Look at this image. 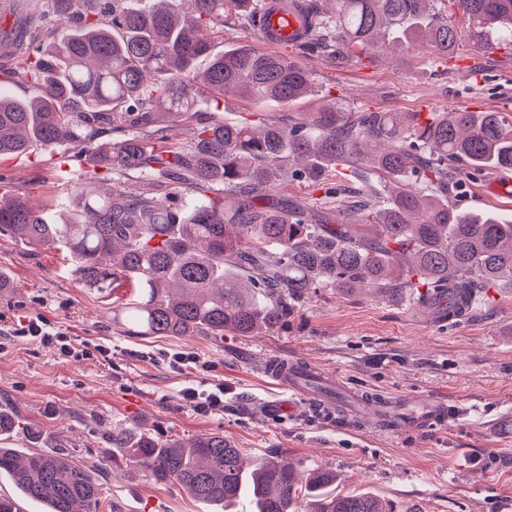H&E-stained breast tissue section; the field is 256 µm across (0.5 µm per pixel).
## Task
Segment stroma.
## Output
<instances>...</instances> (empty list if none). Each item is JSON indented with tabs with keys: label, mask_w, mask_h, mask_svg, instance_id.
<instances>
[{
	"label": "stroma",
	"mask_w": 512,
	"mask_h": 512,
	"mask_svg": "<svg viewBox=\"0 0 512 512\" xmlns=\"http://www.w3.org/2000/svg\"><path fill=\"white\" fill-rule=\"evenodd\" d=\"M284 51L310 75V93L280 106L235 94L199 93L197 114L236 123L255 116L306 121L338 102L354 112L512 113V50H481L463 42L457 55L431 64L421 52L336 64L296 46ZM86 167L73 150H36L0 157V194L24 193L51 220L61 199L84 183ZM487 170L467 176L449 202L464 209L512 215V198L492 195L501 179ZM275 195L309 208L315 222L342 219L339 204L359 198L341 181L325 197L306 182L288 180ZM0 406L14 408L23 426L8 445L31 450V433L82 463L99 464L102 512H202L178 487L113 456L112 429L137 423L155 436L220 433L244 459L277 453L297 470L326 469L340 493L366 492L396 512H512V446L484 429L512 413V288H493L462 322L433 326L411 297L400 299L335 286L309 294L287 326L256 336H138L117 312L131 297L123 281L107 288L79 282L68 252L0 237ZM42 317L74 338L112 350L110 361L63 359L33 343L12 341L17 323ZM176 349L197 355L202 370L174 371L163 360ZM299 358L335 373L355 389L394 396L425 395L455 403L448 426L397 437L366 421L309 411L294 420L263 415V403L284 390L255 370L266 358ZM224 384V409L201 413L179 397L186 384Z\"/></svg>",
	"instance_id": "obj_1"
}]
</instances>
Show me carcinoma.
<instances>
[{
  "label": "carcinoma",
  "instance_id": "1",
  "mask_svg": "<svg viewBox=\"0 0 512 512\" xmlns=\"http://www.w3.org/2000/svg\"><path fill=\"white\" fill-rule=\"evenodd\" d=\"M46 0L52 41L27 27L14 44L20 61L4 78L37 87L24 101L0 92V156L72 146L91 167L88 184L62 204L69 217L48 224L25 194L0 197V234L39 247L64 245L78 280L106 288L134 283L123 307L142 336H238L274 331L310 290L401 292L454 288L476 302L486 288H512V222L448 205V166L512 169V113L345 112L332 106L291 126L202 122L186 147L173 123L194 108L184 79L224 28L257 25L263 0ZM336 15L309 10L316 47L338 64L377 52L420 50L437 64L454 56L471 25L481 46L512 47V0H335ZM200 84L216 94L278 105L303 97L309 74L287 55L241 46L212 59ZM291 177L315 187L340 166L359 177L370 165L388 177L357 224H315L307 207L271 190L288 161ZM137 178L171 185L101 197L93 180ZM195 197L186 196V191ZM20 417L0 409V441ZM126 464L172 484L209 512H393L366 493L332 494L336 475L302 484L274 457L245 469L221 435L161 440L130 425L112 431ZM94 464L59 452L23 453L0 444V477L43 512H99Z\"/></svg>",
  "mask_w": 512,
  "mask_h": 512
}]
</instances>
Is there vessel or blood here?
<instances>
[{
    "label": "vessel or blood",
    "mask_w": 512,
    "mask_h": 512,
    "mask_svg": "<svg viewBox=\"0 0 512 512\" xmlns=\"http://www.w3.org/2000/svg\"><path fill=\"white\" fill-rule=\"evenodd\" d=\"M308 34L301 0H267L265 20L258 28L259 37L268 45L303 41ZM446 290L427 295L435 324L444 326L465 319L469 310L463 301L448 303ZM260 372L276 385L291 392L288 401L273 403L271 412L281 416L293 414L303 405L317 410L332 409L343 417L360 416L372 409L376 429L387 435L427 432L454 421L456 412L447 402L433 398L412 400L390 395L361 393L341 385L330 372L295 360L271 358L262 363Z\"/></svg>",
    "instance_id": "1"
}]
</instances>
